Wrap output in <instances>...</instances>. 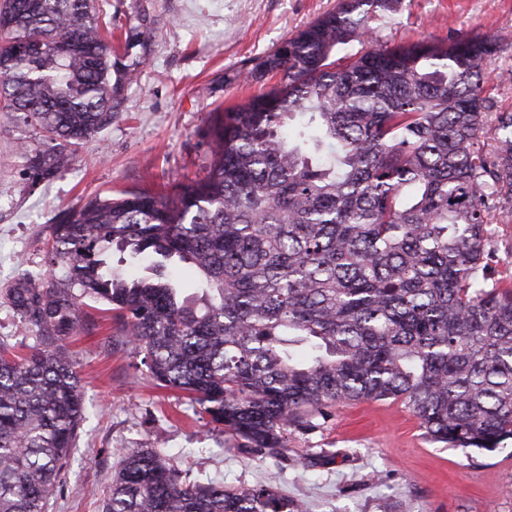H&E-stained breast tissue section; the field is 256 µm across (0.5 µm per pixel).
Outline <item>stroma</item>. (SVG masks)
<instances>
[{
	"mask_svg": "<svg viewBox=\"0 0 512 512\" xmlns=\"http://www.w3.org/2000/svg\"><path fill=\"white\" fill-rule=\"evenodd\" d=\"M153 37L124 112L86 142L68 171L37 189L20 174V146L36 131L0 112V337L24 340L4 291L21 269L40 271L52 218L94 194L203 176L209 130L226 109L275 85L250 79L260 58L339 0H97ZM388 44L492 38L501 46L486 86L494 111H512V0H401L374 26ZM110 323L81 330L71 349L88 419L48 512H102L120 448H160L192 475L247 489L260 484L308 512H512V444L494 452L431 442L400 401L336 406L314 431L288 437L282 458L239 447L180 392L156 387L131 349L112 352Z\"/></svg>",
	"mask_w": 512,
	"mask_h": 512,
	"instance_id": "obj_1",
	"label": "stroma"
}]
</instances>
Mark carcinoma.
Masks as SVG:
<instances>
[{"instance_id": "obj_1", "label": "carcinoma", "mask_w": 512, "mask_h": 512, "mask_svg": "<svg viewBox=\"0 0 512 512\" xmlns=\"http://www.w3.org/2000/svg\"><path fill=\"white\" fill-rule=\"evenodd\" d=\"M399 3L341 0L258 60L250 75L278 83L217 120L206 175L174 200L123 191L56 214L45 274L6 289L33 343L0 340V512H46L76 447L66 342L92 309L116 324L112 351L133 346L156 386L262 455L365 400L404 402L450 448L512 440V275L490 267L491 214L512 216V112L489 117L485 96L500 46L373 41L370 19ZM149 35L114 45L95 0L0 10V109L43 145L19 152L30 189L125 111ZM118 453L102 512H306L159 448Z\"/></svg>"}]
</instances>
